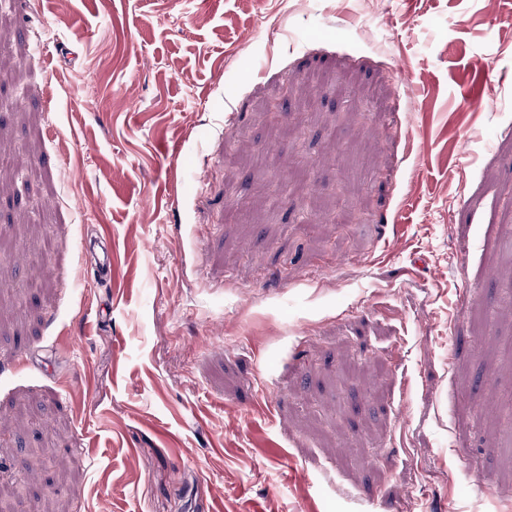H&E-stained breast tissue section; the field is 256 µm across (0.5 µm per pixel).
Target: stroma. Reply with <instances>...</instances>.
I'll use <instances>...</instances> for the list:
<instances>
[{"instance_id": "1", "label": "stroma", "mask_w": 512, "mask_h": 512, "mask_svg": "<svg viewBox=\"0 0 512 512\" xmlns=\"http://www.w3.org/2000/svg\"><path fill=\"white\" fill-rule=\"evenodd\" d=\"M511 26L0 0L5 512H512Z\"/></svg>"}]
</instances>
